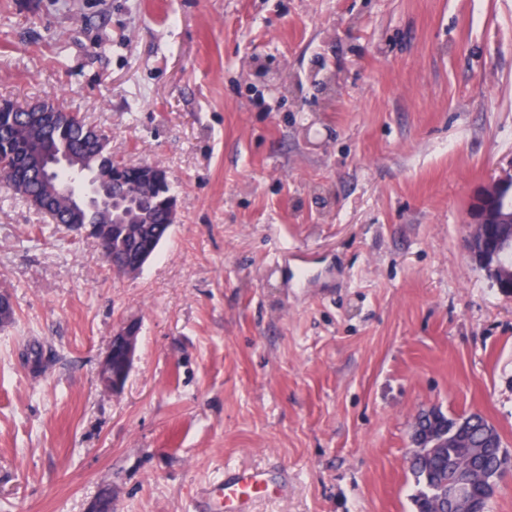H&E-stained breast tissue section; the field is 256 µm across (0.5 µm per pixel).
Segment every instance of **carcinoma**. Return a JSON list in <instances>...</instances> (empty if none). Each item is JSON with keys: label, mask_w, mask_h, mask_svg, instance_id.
I'll list each match as a JSON object with an SVG mask.
<instances>
[{"label": "carcinoma", "mask_w": 512, "mask_h": 512, "mask_svg": "<svg viewBox=\"0 0 512 512\" xmlns=\"http://www.w3.org/2000/svg\"><path fill=\"white\" fill-rule=\"evenodd\" d=\"M51 106L56 113L54 126L40 130L21 106L11 101L0 104V182L23 199H35L76 187L80 173L87 178L101 173L105 194L130 197L125 213L114 212L112 220L105 221L90 212L77 221L60 210L54 215V222L93 238L116 274L138 272L169 236L173 225L172 208L176 202L167 171L156 163L116 161L106 135L97 127L72 113L57 98L51 99ZM49 152L74 155L80 168L58 171L51 183L42 181L29 162L33 155ZM14 316L10 295L1 291L0 326L11 324ZM415 425L439 428L438 440H448L446 447L432 450L427 444L410 452L408 468L418 486L414 495L416 512H437L440 493L452 467L472 471L474 512H489L494 496L489 484L509 464L500 435L488 434L489 421L478 413L448 416L439 410L419 413Z\"/></svg>", "instance_id": "obj_1"}]
</instances>
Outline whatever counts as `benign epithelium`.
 Here are the masks:
<instances>
[{"label":"benign epithelium","instance_id":"benign-epithelium-1","mask_svg":"<svg viewBox=\"0 0 512 512\" xmlns=\"http://www.w3.org/2000/svg\"><path fill=\"white\" fill-rule=\"evenodd\" d=\"M512 188V163L508 168L482 183L474 190L469 203L466 250L486 276L503 293H512V266L505 257L512 252V200L503 195ZM139 324L134 320L123 323L115 332L119 348L108 347L100 365L101 389L110 394L120 392L128 379L137 345ZM121 353L124 371L116 374L112 360ZM469 476L456 472L448 479V508L445 512H467L472 506L468 495Z\"/></svg>","mask_w":512,"mask_h":512}]
</instances>
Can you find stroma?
Listing matches in <instances>:
<instances>
[{
  "label": "stroma",
  "instance_id": "stroma-1",
  "mask_svg": "<svg viewBox=\"0 0 512 512\" xmlns=\"http://www.w3.org/2000/svg\"><path fill=\"white\" fill-rule=\"evenodd\" d=\"M51 95L166 168L177 221L118 276L0 187V512H213L232 465L288 479L251 512H414L431 408L512 453V295L465 252L512 162V0H0V101ZM139 324L134 320L123 323L114 334L118 338L120 348L115 349L112 342L107 348L100 365L99 382L101 389L110 394L119 393L128 379L137 345ZM119 351L124 365L121 374H115L112 370L113 356Z\"/></svg>",
  "mask_w": 512,
  "mask_h": 512
}]
</instances>
